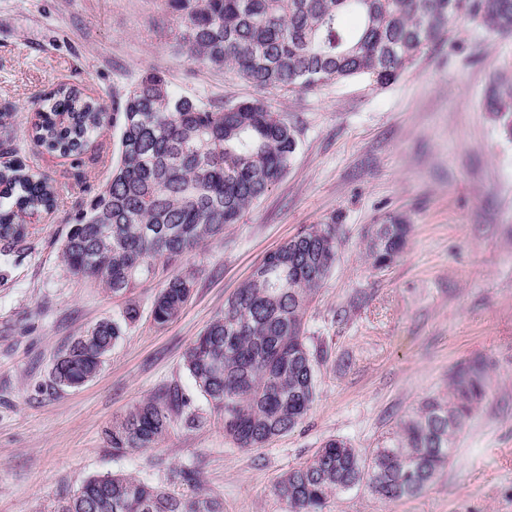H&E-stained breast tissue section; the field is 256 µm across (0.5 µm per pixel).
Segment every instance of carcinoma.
<instances>
[{"instance_id": "1", "label": "carcinoma", "mask_w": 512, "mask_h": 512, "mask_svg": "<svg viewBox=\"0 0 512 512\" xmlns=\"http://www.w3.org/2000/svg\"><path fill=\"white\" fill-rule=\"evenodd\" d=\"M177 24L176 49L204 68L233 72L262 90L307 91L355 77L393 83L450 22L472 19L489 33L512 32V0H164ZM359 26L351 31L346 17ZM490 111L512 136V80L489 87ZM30 137L61 156L78 153L106 121L95 99L61 85L45 94ZM119 158L89 206L77 211L60 247L75 277L123 296L166 272L151 315L163 325L189 301L194 274L184 258L239 222L287 173L296 127L264 99L205 103L174 93L151 69L112 99ZM57 195L17 160L0 167V255L23 249L26 218L50 214ZM405 224L376 225L368 255L377 269L402 250ZM336 224L311 225L269 252L185 352L193 385L224 416V436L259 448L302 425L317 397L323 346L312 347L305 317L336 264ZM138 309L85 329L57 355L52 383L78 388L96 376ZM448 399L420 407L382 433L363 455L342 437L323 441L276 487L289 512H327L332 498L361 485L383 500L414 496L449 463L457 440L486 396L475 363L451 378ZM183 403L177 392L134 403L105 430L116 452L156 447ZM55 512H224L201 492L175 496L125 473L90 477L63 495Z\"/></svg>"}]
</instances>
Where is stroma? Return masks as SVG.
I'll list each match as a JSON object with an SVG mask.
<instances>
[{
    "label": "stroma",
    "instance_id": "obj_1",
    "mask_svg": "<svg viewBox=\"0 0 512 512\" xmlns=\"http://www.w3.org/2000/svg\"><path fill=\"white\" fill-rule=\"evenodd\" d=\"M162 0H0V162L21 158L50 177L58 206L31 218L21 256H0V512H54L60 493L109 471L165 491L191 493L171 471L193 465L224 512H288L280 476L332 436L361 451L432 394L452 372L483 367L486 397L457 441L455 459L419 494L384 501L366 487L341 494L330 512H512V140L487 107L495 74L512 76V33L488 35L452 22L387 87L354 78L267 93L298 129L287 174L239 223L187 256L195 274L181 315L156 325L158 285L129 298L73 277L59 258L73 215L105 184L119 132L105 127L63 158L26 135L40 96L76 86L111 106L145 71L166 72L174 92L214 103L259 92L232 72L191 65L174 48ZM335 221V268L313 299L307 334L328 350L319 394L304 423L244 450L224 437L219 415L194 389L184 354L266 253L301 229ZM405 224V245L374 269V225ZM137 319L100 373L57 388V353L126 300ZM178 389L191 397L194 429L174 420L157 447L117 453L104 437L135 401Z\"/></svg>",
    "mask_w": 512,
    "mask_h": 512
}]
</instances>
